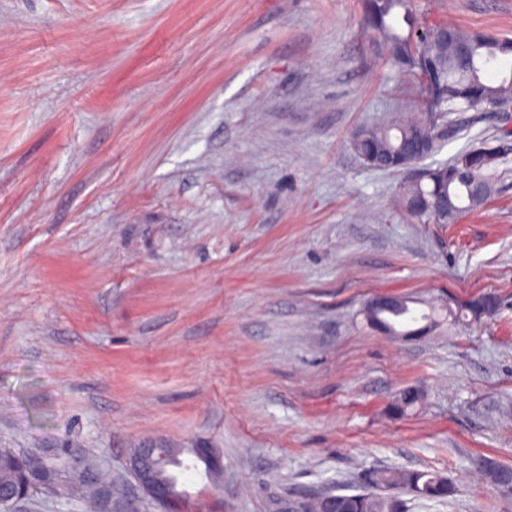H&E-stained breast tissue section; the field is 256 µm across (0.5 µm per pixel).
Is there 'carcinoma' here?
I'll return each mask as SVG.
<instances>
[{"label": "carcinoma", "mask_w": 512, "mask_h": 512, "mask_svg": "<svg viewBox=\"0 0 512 512\" xmlns=\"http://www.w3.org/2000/svg\"><path fill=\"white\" fill-rule=\"evenodd\" d=\"M368 24L378 45L403 72L433 74L421 85L424 112H406L386 125L367 126L355 132L351 146L369 166L401 171L395 160L408 156L409 148L426 146L421 160L432 158L440 149L439 121L456 112L476 110L490 100L512 104V76L498 82L485 78L486 72L512 58V39L463 29L441 21L418 31L413 0H365ZM512 152V132L486 140L481 146L459 151L449 163L425 169L427 177L400 184L394 203L428 224H453L468 210L485 204L494 192L486 171ZM500 307L477 309L463 303L448 309L454 320L480 322L498 314ZM411 317L408 301L396 298L387 306L368 313L371 324L387 333H397L396 324ZM420 400V393L409 388L399 394L392 409L403 413ZM165 459L159 477L169 488L166 512H188L190 504L177 488L170 467L181 462L182 450L163 449ZM42 479L31 476L25 456L11 448H0V498L19 493L37 497L44 489L59 491L68 500L87 499L101 509L100 490L111 480L90 477L66 469L60 455L45 458ZM372 486L343 493L325 488L304 499L305 512H323L325 499L338 496L345 512H408L402 494L418 500L443 503L452 496L453 485L440 473L384 468L375 471Z\"/></svg>", "instance_id": "obj_1"}]
</instances>
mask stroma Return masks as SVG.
<instances>
[{"label": "stroma", "instance_id": "35a3bbf8", "mask_svg": "<svg viewBox=\"0 0 512 512\" xmlns=\"http://www.w3.org/2000/svg\"><path fill=\"white\" fill-rule=\"evenodd\" d=\"M512 38V0H414ZM420 83L377 52L362 0H0V448H215L193 512H274L382 468L512 512L473 463L512 465V154L486 205L425 224L389 203L362 127ZM512 130L461 112L439 162ZM483 290L499 314L396 336L365 317ZM421 401L399 415L405 388Z\"/></svg>", "mask_w": 512, "mask_h": 512}]
</instances>
